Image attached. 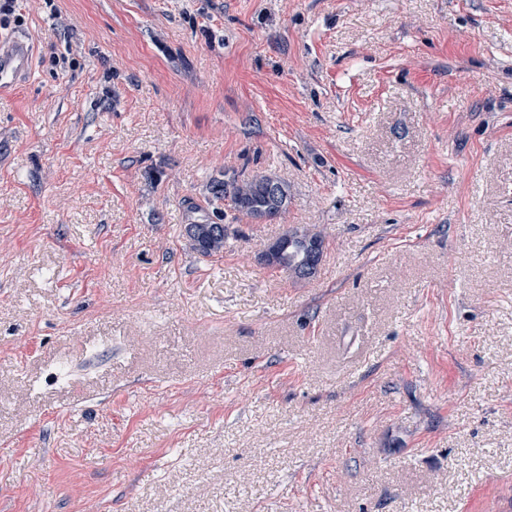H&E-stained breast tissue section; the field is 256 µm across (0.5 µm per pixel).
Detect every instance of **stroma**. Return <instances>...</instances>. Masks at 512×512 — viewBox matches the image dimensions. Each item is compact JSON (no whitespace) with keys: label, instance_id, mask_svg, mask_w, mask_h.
Instances as JSON below:
<instances>
[{"label":"stroma","instance_id":"stroma-1","mask_svg":"<svg viewBox=\"0 0 512 512\" xmlns=\"http://www.w3.org/2000/svg\"><path fill=\"white\" fill-rule=\"evenodd\" d=\"M15 12L0 512H512V0ZM220 169L288 181L314 280L277 224L188 250ZM35 47L20 31L2 32L0 28V98L15 90L33 68ZM269 243L257 254V262L294 283L316 277L327 249L325 236L309 224H286Z\"/></svg>","mask_w":512,"mask_h":512}]
</instances>
